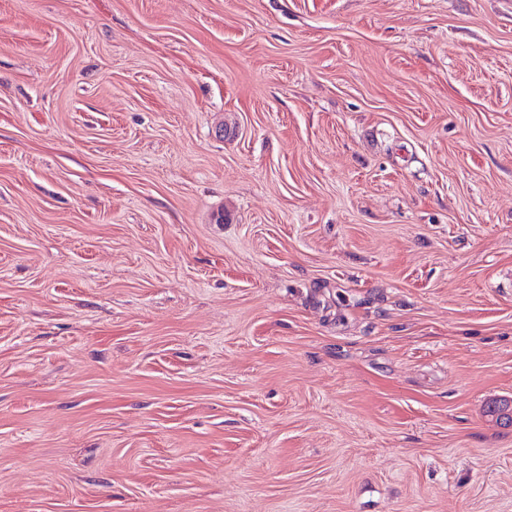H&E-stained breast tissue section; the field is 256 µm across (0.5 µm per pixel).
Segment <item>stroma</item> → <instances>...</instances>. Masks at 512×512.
<instances>
[{"instance_id": "obj_1", "label": "stroma", "mask_w": 512, "mask_h": 512, "mask_svg": "<svg viewBox=\"0 0 512 512\" xmlns=\"http://www.w3.org/2000/svg\"><path fill=\"white\" fill-rule=\"evenodd\" d=\"M512 0H0V512H512Z\"/></svg>"}]
</instances>
